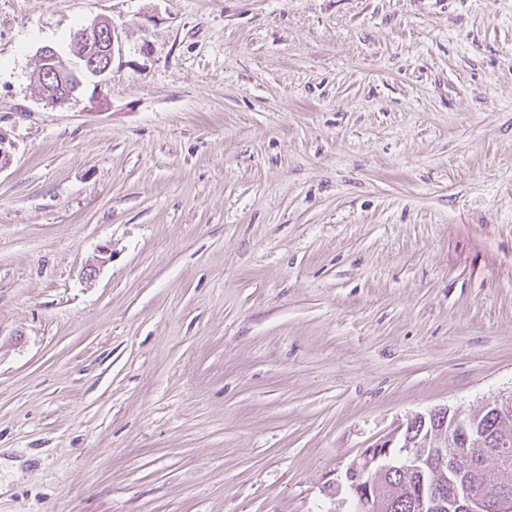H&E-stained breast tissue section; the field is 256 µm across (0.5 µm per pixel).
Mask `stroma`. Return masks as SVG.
<instances>
[{
	"label": "stroma",
	"instance_id": "35a3bbf8",
	"mask_svg": "<svg viewBox=\"0 0 512 512\" xmlns=\"http://www.w3.org/2000/svg\"><path fill=\"white\" fill-rule=\"evenodd\" d=\"M0 131V512H329L512 393V0H0ZM72 43L71 55H64L52 46H44L39 51L42 95L54 104L76 98L90 78L99 79L95 86L101 88L112 72L116 53L121 50V36L109 19L96 20L78 30Z\"/></svg>",
	"mask_w": 512,
	"mask_h": 512
}]
</instances>
